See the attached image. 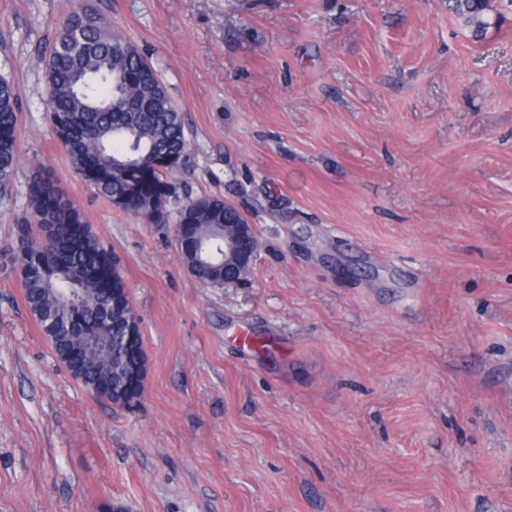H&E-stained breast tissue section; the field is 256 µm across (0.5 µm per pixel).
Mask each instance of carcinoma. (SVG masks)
Returning a JSON list of instances; mask_svg holds the SVG:
<instances>
[{"label":"carcinoma","instance_id":"obj_1","mask_svg":"<svg viewBox=\"0 0 512 512\" xmlns=\"http://www.w3.org/2000/svg\"><path fill=\"white\" fill-rule=\"evenodd\" d=\"M512 12V0H448V11L462 18L477 35ZM50 114L58 138L78 174L96 166L112 171L109 179L92 184L116 208L134 211L158 222L165 218L175 194V174L189 149L181 109L166 84L137 48L109 30L95 13L81 8L68 17L44 53ZM18 88L0 79V198L8 194L18 161ZM165 156L171 164L156 171L145 168L152 158ZM30 218L19 225L16 260L24 299L38 306L46 322L39 327L56 335L45 323L64 324L65 336L55 356L64 360L78 350L72 368L87 388L107 384L117 391L123 378L112 356L84 348V336H121L117 322L101 319L112 294L102 287H123L113 256L101 247L85 217L49 180L33 179ZM246 224L237 209L224 211V199L211 195L187 199L178 223L190 245L178 252L180 261L198 281L224 285V265L200 264L195 244L205 240L224 252V223ZM50 224L53 232L42 237ZM72 324V329L65 327Z\"/></svg>","mask_w":512,"mask_h":512}]
</instances>
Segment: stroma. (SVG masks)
<instances>
[{
  "label": "stroma",
  "instance_id": "1",
  "mask_svg": "<svg viewBox=\"0 0 512 512\" xmlns=\"http://www.w3.org/2000/svg\"><path fill=\"white\" fill-rule=\"evenodd\" d=\"M181 106L165 222L75 173L42 62L77 0H0L20 90L0 200V512H512V15L445 0H86ZM120 259L147 375L94 398L14 260L36 173ZM236 205L238 283L187 271V198ZM504 10L512 12V0H448V11L462 18L476 36L496 24Z\"/></svg>",
  "mask_w": 512,
  "mask_h": 512
}]
</instances>
